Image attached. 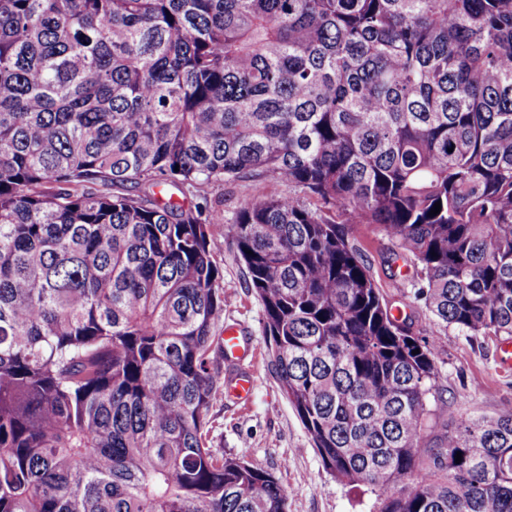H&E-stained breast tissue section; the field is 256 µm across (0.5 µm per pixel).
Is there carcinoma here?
<instances>
[{
    "label": "carcinoma",
    "mask_w": 512,
    "mask_h": 512,
    "mask_svg": "<svg viewBox=\"0 0 512 512\" xmlns=\"http://www.w3.org/2000/svg\"><path fill=\"white\" fill-rule=\"evenodd\" d=\"M267 176L300 193L224 225L209 190ZM357 224L438 332L512 337V0H0V512H288L209 444L225 226L327 471L371 512H512V415L424 446L439 337ZM351 239L359 248L365 263L370 266L371 274L380 288L385 300L395 315L409 316L413 333L424 339H431L436 333L433 317L422 303L416 302L408 280L413 268L402 258L395 259L392 241L373 226L358 225Z\"/></svg>",
    "instance_id": "cac0c4a2"
}]
</instances>
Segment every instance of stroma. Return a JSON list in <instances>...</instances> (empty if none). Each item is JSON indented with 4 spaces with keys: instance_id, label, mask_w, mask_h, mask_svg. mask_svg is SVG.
<instances>
[{
    "instance_id": "35a3bbf8",
    "label": "stroma",
    "mask_w": 512,
    "mask_h": 512,
    "mask_svg": "<svg viewBox=\"0 0 512 512\" xmlns=\"http://www.w3.org/2000/svg\"><path fill=\"white\" fill-rule=\"evenodd\" d=\"M288 193L287 182L266 178L261 184L234 182L211 189L223 197L224 217L232 219L241 201L254 192ZM352 240L394 312L409 317L413 332L437 336L433 317L412 295L413 269L394 257L393 243L367 225L356 226ZM216 260L224 274V322L239 326L253 348L242 361L252 373L253 392L244 402L217 396L209 414L213 448L271 472L288 498V512H370L373 498L366 487L341 483L324 468L311 437L280 389L263 333V306L248 286V274L230 233L217 237ZM437 358L442 396L456 418L493 419L512 414V366L499 359L502 338L468 336L456 328L439 336Z\"/></svg>"
}]
</instances>
